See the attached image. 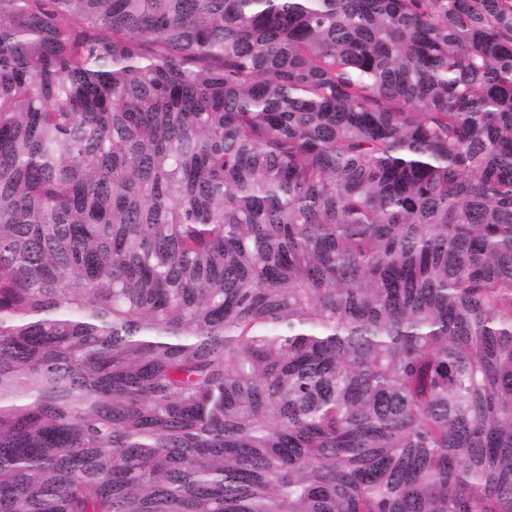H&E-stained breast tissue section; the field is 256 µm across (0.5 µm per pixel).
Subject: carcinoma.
Listing matches in <instances>:
<instances>
[{"mask_svg":"<svg viewBox=\"0 0 512 512\" xmlns=\"http://www.w3.org/2000/svg\"><path fill=\"white\" fill-rule=\"evenodd\" d=\"M0 512H512V0H0Z\"/></svg>","mask_w":512,"mask_h":512,"instance_id":"carcinoma-1","label":"carcinoma"}]
</instances>
